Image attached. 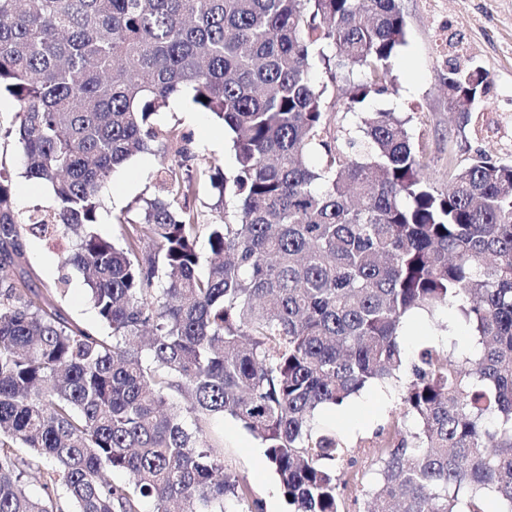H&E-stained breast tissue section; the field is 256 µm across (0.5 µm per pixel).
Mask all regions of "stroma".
Instances as JSON below:
<instances>
[{
	"label": "stroma",
	"mask_w": 512,
	"mask_h": 512,
	"mask_svg": "<svg viewBox=\"0 0 512 512\" xmlns=\"http://www.w3.org/2000/svg\"><path fill=\"white\" fill-rule=\"evenodd\" d=\"M407 25V43L393 61L394 81L386 93L372 98V108L408 117L413 140L423 154L426 175L433 187L448 188L450 165L469 162L476 152H485L495 161H512V0H401ZM480 65L488 74L489 91L471 114L468 125H460L448 109L444 76L451 62ZM159 127L178 125L188 134L193 158L190 171L213 165L232 172L235 166L231 137L222 123L195 110L188 98L170 99L156 117ZM6 157L5 170L12 185L14 202L22 214L46 209L54 204L49 185L24 176L23 154L14 140L0 142ZM173 154L158 151L139 153L125 162L102 190L105 207L98 230L118 234L113 215L134 205L140 198L154 195L157 176L171 164ZM69 242L50 247L32 241L27 261L35 288L55 287L61 277H69L68 290L61 301L65 316L93 331L103 326L92 306L81 274L62 266L61 254ZM398 398L380 384L364 388L346 407L326 408L317 415L321 428L343 435L353 458L344 479L369 487L375 479L376 457L368 447L376 432L392 422L410 430L411 419L399 418ZM213 431L224 440V467L243 478L251 499L265 503L268 512H289L278 478L265 450L232 417L216 419Z\"/></svg>",
	"instance_id": "stroma-1"
}]
</instances>
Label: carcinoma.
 <instances>
[{
    "mask_svg": "<svg viewBox=\"0 0 512 512\" xmlns=\"http://www.w3.org/2000/svg\"><path fill=\"white\" fill-rule=\"evenodd\" d=\"M406 37L401 0H0L7 134L56 201L22 218L0 171V512H224L248 500L211 431L226 415L265 448L290 512H343L349 447L315 414L376 383L416 427L376 432L363 512H512V162L480 152L439 192L407 121L362 111ZM319 66L353 84L357 129L331 122ZM445 84L469 122L487 73L451 65ZM183 93L231 134L234 171L202 174L233 221L199 222L177 162L137 218H115L121 241L100 234L117 168L189 154L154 123ZM33 238L73 241L63 265L109 335L63 316L68 277L31 288ZM445 309L450 351L428 339L405 356L409 314ZM460 327L476 345L456 356Z\"/></svg>",
    "mask_w": 512,
    "mask_h": 512,
    "instance_id": "obj_1",
    "label": "carcinoma"
}]
</instances>
